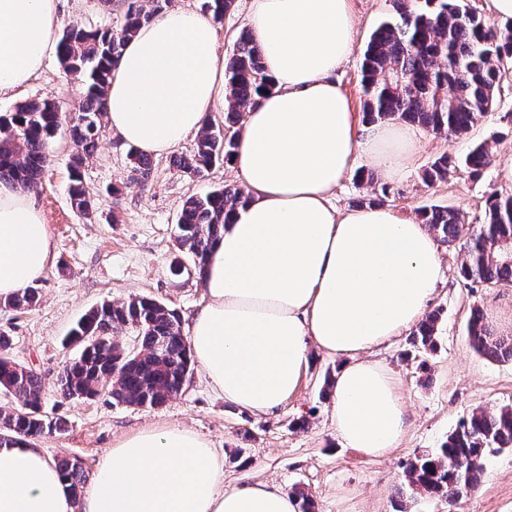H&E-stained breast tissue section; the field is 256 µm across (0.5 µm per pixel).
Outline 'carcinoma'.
<instances>
[{
	"mask_svg": "<svg viewBox=\"0 0 512 512\" xmlns=\"http://www.w3.org/2000/svg\"><path fill=\"white\" fill-rule=\"evenodd\" d=\"M145 10L139 0H128L123 22L116 26L87 28L74 25L58 40L56 55L65 76L82 82L84 91L74 116L69 119V137L76 150L69 174V196L74 210L87 219L94 205L86 192L81 166L83 157L94 153L103 128L107 127L105 100L112 68L125 41L144 23L156 18L168 0H154ZM396 18L381 23L362 51V92L365 122L374 125L401 120L434 133L463 139L479 119L496 110L512 93V77L503 59L512 58V32L503 35L496 24L463 0H394ZM235 0H203L202 7L217 23L234 9ZM274 84L264 72L263 54L244 28L233 54L224 63V126L239 124L245 109L255 104ZM58 104L51 99L30 100L15 105L0 116V181L32 190L47 165L46 147L63 125ZM237 134L224 139L212 126L204 125L195 151L173 160L176 169L201 173L218 163H229ZM129 160L134 171L147 178L152 162L133 148ZM487 146L470 147L464 164L479 175L490 165ZM456 162L443 156L425 172L429 184L448 179ZM245 202L236 187L224 186L206 194L191 195L178 216L177 242L198 272H203L213 242L224 231L228 215ZM418 220L445 242L459 239L461 212L437 205L424 207ZM512 242V196L493 195L487 201L484 224L477 234L461 241L460 274L483 287L512 283V256L498 247ZM37 301L35 289L27 288L8 299L16 309ZM440 312L425 316L413 331V345L426 352L437 347ZM102 333V340L87 349L57 379L59 391L96 397L102 393L100 376L117 370L112 399L118 404L157 407L182 391L191 371L192 358L180 315L148 297L133 296L120 304L105 301L90 308L77 322L69 339L85 328ZM129 327L136 332L135 345L113 339V331ZM474 347L497 361H512V343L494 337L481 312L473 310L468 322ZM163 352H157L159 345ZM44 382L30 370L18 377L4 372L0 389L28 409L0 405V447L31 441L46 432L60 431L63 422L40 412ZM512 448V407L494 413L475 408L467 412L441 448L416 454L403 465L400 493L442 495L452 502L473 489L486 458ZM57 466L79 498L83 468L74 458H61Z\"/></svg>",
	"mask_w": 512,
	"mask_h": 512,
	"instance_id": "1",
	"label": "carcinoma"
}]
</instances>
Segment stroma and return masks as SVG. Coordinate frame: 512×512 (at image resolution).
Listing matches in <instances>:
<instances>
[{
  "mask_svg": "<svg viewBox=\"0 0 512 512\" xmlns=\"http://www.w3.org/2000/svg\"><path fill=\"white\" fill-rule=\"evenodd\" d=\"M125 0H60L61 28L79 24L120 25ZM356 17V54L336 79L354 112L363 110L361 56L370 34L394 16L393 0H352ZM79 84L63 77L57 58L21 90L0 95V113L16 103L50 98L63 110L79 101ZM487 142L490 165L473 175L461 164L472 143ZM196 136H189L173 154L153 158L149 178L134 172L129 146L118 136H103L97 151L82 167L84 185L96 203L93 219L74 213L68 196L74 152L67 130L49 142L48 164L30 197L52 230V255L34 286L37 304L18 311L0 301V331L13 338L9 352L16 362L33 368L44 380L42 403L49 416L66 421L63 432L43 434L34 445L51 459H80L86 477H93L100 455L125 437L147 427H186L207 440L224 462V485L241 487L267 482L285 492L310 493L316 512H395L402 466L415 454L440 447L460 418L479 407L489 412L512 405V362L478 353L468 332L472 309H480L497 336L512 338V283L472 289L460 274L458 245L438 243L443 280L429 302L441 310L436 352L424 354L402 332L378 347L373 359L393 375L406 411V429L385 457L372 459L345 446L333 424V405L323 395L324 378L336 374L340 358L313 352L300 385L288 404L270 414H254L225 402L213 391L200 368H193L183 390L153 408L128 406L101 393L92 400L67 398L56 387L58 376L76 357L63 344L72 325L90 308L121 303L138 295L155 299L190 323L203 300L202 280L194 267L181 275L170 271L182 253L177 220L184 201L223 185H237L230 166L201 174L181 172L174 156L191 154ZM457 158L447 181L426 185L427 166L441 155ZM512 161V98L474 125L469 138L454 139L423 131L407 169L396 180L374 178V168L358 159L336 190L339 208L358 200L383 199L397 214L416 218L418 208L440 205L459 210L465 220L462 236L478 231L490 196H512V183L498 168ZM389 195H382V186ZM408 512H512V449L491 455L477 486L456 502L442 496H417Z\"/></svg>",
  "mask_w": 512,
  "mask_h": 512,
  "instance_id": "obj_1",
  "label": "stroma"
}]
</instances>
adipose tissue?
I'll use <instances>...</instances> for the list:
<instances>
[{
    "label": "adipose tissue",
    "mask_w": 512,
    "mask_h": 512,
    "mask_svg": "<svg viewBox=\"0 0 512 512\" xmlns=\"http://www.w3.org/2000/svg\"><path fill=\"white\" fill-rule=\"evenodd\" d=\"M58 0H0V93L25 87L57 47ZM248 28L275 84L246 115L231 167L245 201L208 254L206 302L191 355L225 401L285 406L311 349L342 358L331 385L343 443L379 458L406 415L396 384L366 352L416 325L441 278L423 224L383 205L338 210L358 156L391 179L419 138L409 124L363 128L337 80L355 49L351 0H252ZM224 104V58L205 13L172 8L141 25L115 64L109 127L142 153H170ZM52 260L42 212L0 184V299ZM0 512H297L282 489L224 487V463L196 434L149 427L99 458L82 501L29 442L0 448Z\"/></svg>",
    "instance_id": "ef3b65f1"
}]
</instances>
